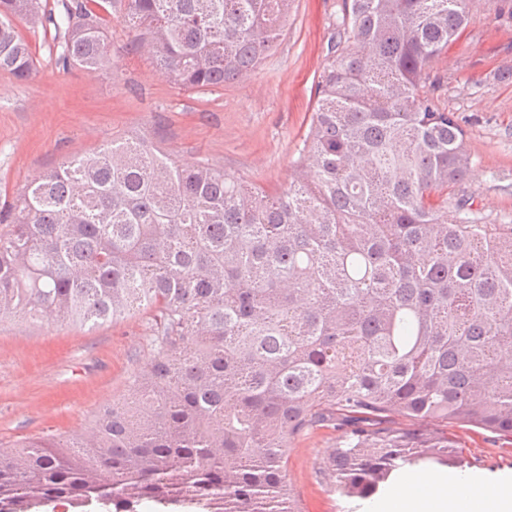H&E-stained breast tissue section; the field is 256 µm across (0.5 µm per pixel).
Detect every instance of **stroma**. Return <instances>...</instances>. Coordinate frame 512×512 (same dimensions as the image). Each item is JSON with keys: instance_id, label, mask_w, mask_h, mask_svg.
<instances>
[{"instance_id": "35a3bbf8", "label": "stroma", "mask_w": 512, "mask_h": 512, "mask_svg": "<svg viewBox=\"0 0 512 512\" xmlns=\"http://www.w3.org/2000/svg\"><path fill=\"white\" fill-rule=\"evenodd\" d=\"M342 0H291L283 36L249 81L212 91L171 84L131 48L120 13L111 50L94 77L57 60L51 35L17 21L36 53L27 82L0 72V205L31 181L112 141L141 138L187 167L203 162L233 179L287 188L317 99L318 75ZM498 0H472L461 38L430 67L441 107L464 117L472 156L459 197L484 224H512V15ZM152 313L89 329L43 314L0 319V455L45 433L81 442L100 405L129 397L154 349ZM391 427L453 435L466 472L487 482L512 474V436L459 423L393 415ZM341 430L315 428L289 451L287 481L305 512H371L329 484Z\"/></svg>"}]
</instances>
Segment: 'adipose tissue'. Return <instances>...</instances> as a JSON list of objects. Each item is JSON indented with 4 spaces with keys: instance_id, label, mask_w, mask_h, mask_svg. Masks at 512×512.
Wrapping results in <instances>:
<instances>
[{
    "instance_id": "adipose-tissue-1",
    "label": "adipose tissue",
    "mask_w": 512,
    "mask_h": 512,
    "mask_svg": "<svg viewBox=\"0 0 512 512\" xmlns=\"http://www.w3.org/2000/svg\"><path fill=\"white\" fill-rule=\"evenodd\" d=\"M381 512H512V478L486 492L473 479L416 472L391 490Z\"/></svg>"
}]
</instances>
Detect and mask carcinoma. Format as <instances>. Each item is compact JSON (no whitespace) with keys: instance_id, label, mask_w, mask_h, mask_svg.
I'll return each instance as SVG.
<instances>
[{"instance_id":"cac0c4a2","label":"carcinoma","mask_w":512,"mask_h":512,"mask_svg":"<svg viewBox=\"0 0 512 512\" xmlns=\"http://www.w3.org/2000/svg\"><path fill=\"white\" fill-rule=\"evenodd\" d=\"M183 89L219 88L277 47L290 0H0V71L36 68L15 21L63 32L58 61L102 68L107 13ZM471 0H342L298 148L271 192L140 141L67 162L0 210V316L93 328L148 309L142 406L95 416L89 447L30 438L0 459V512H304L288 452L350 425L330 478L367 500L405 466L463 468L447 436L392 413L512 435V224L455 198L472 158L429 68Z\"/></svg>"}]
</instances>
